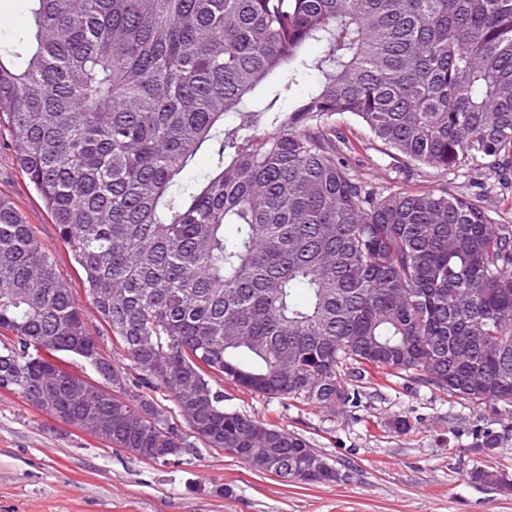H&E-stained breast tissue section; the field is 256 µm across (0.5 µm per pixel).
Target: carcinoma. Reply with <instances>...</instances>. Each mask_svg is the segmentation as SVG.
<instances>
[{"mask_svg":"<svg viewBox=\"0 0 512 512\" xmlns=\"http://www.w3.org/2000/svg\"><path fill=\"white\" fill-rule=\"evenodd\" d=\"M32 2L24 65L0 55V125L137 373L81 356L98 341L73 288L0 197L1 391L105 417L112 448H187L161 388L206 447L303 482L338 471L319 453L308 475L312 443L224 406L220 381L334 413L376 370L512 407V224L483 190H378L332 123L358 118L396 165L512 187V0ZM203 148L209 170L180 185ZM48 354L112 393L88 404L89 375ZM498 445L481 430L472 450ZM470 479L512 491L499 470Z\"/></svg>","mask_w":512,"mask_h":512,"instance_id":"obj_1","label":"carcinoma"}]
</instances>
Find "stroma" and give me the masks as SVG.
I'll return each instance as SVG.
<instances>
[{
  "label": "stroma",
  "instance_id": "1",
  "mask_svg": "<svg viewBox=\"0 0 512 512\" xmlns=\"http://www.w3.org/2000/svg\"><path fill=\"white\" fill-rule=\"evenodd\" d=\"M31 0H0V53L27 31ZM336 131L354 144L355 171L376 188L465 189L472 173L445 175L417 165L398 169L351 115ZM0 130V196L33 224L72 285L80 276ZM358 407L331 414L266 398L225 382L228 407L303 434L339 470L335 482L283 481L191 440L183 464L161 465L103 445L0 391V512H512V495L471 482L478 467L512 476V409L477 407L447 393L372 373ZM500 439L489 455L472 452L475 433Z\"/></svg>",
  "mask_w": 512,
  "mask_h": 512
}]
</instances>
